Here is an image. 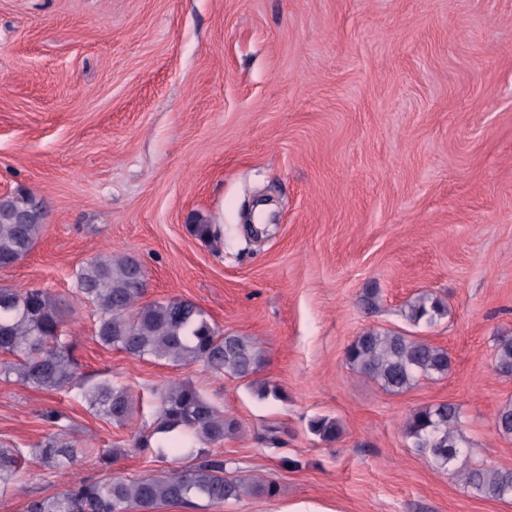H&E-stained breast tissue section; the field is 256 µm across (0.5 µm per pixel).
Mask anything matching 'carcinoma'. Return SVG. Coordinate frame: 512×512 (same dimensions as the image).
<instances>
[{"label": "carcinoma", "instance_id": "carcinoma-1", "mask_svg": "<svg viewBox=\"0 0 512 512\" xmlns=\"http://www.w3.org/2000/svg\"><path fill=\"white\" fill-rule=\"evenodd\" d=\"M45 213L35 197L17 193L0 197V268L25 257L41 236ZM141 261L132 254L102 255L82 265L75 274L79 300L93 308L95 338L103 345L132 357L149 356L176 367L201 363L218 375L249 379L261 356L245 336L224 335L203 309L188 299L171 298L143 304ZM448 313L437 296L422 293L407 304L406 320L417 326L431 324ZM64 321L50 298L38 289L0 288V375L14 376L25 386L61 389L73 383L77 367L63 342ZM348 365L376 381L390 393H402L422 378L448 373V351L407 330L369 329L355 337L345 351ZM497 372L512 375V336L497 337ZM80 397L98 416L123 424L133 414L129 390L107 381L80 387ZM154 433L167 439L158 448L177 452L182 438L194 437L217 445L237 433L238 423L213 406L188 379L168 384L157 392ZM460 412L452 403L414 411L405 423L414 446L435 465L450 471L479 497L512 500V470L493 468L472 460L473 449L463 446ZM497 431L512 436V403L495 414ZM310 431L323 441L336 440L337 421L315 417ZM27 456L46 462L76 461L77 448L55 433H48L33 448H0V488L17 475ZM277 486L261 478L228 477L224 460L211 458L162 475L135 479L115 476L82 481L63 492L29 501L25 512H156L165 504L213 503L245 495L273 496Z\"/></svg>", "mask_w": 512, "mask_h": 512}]
</instances>
